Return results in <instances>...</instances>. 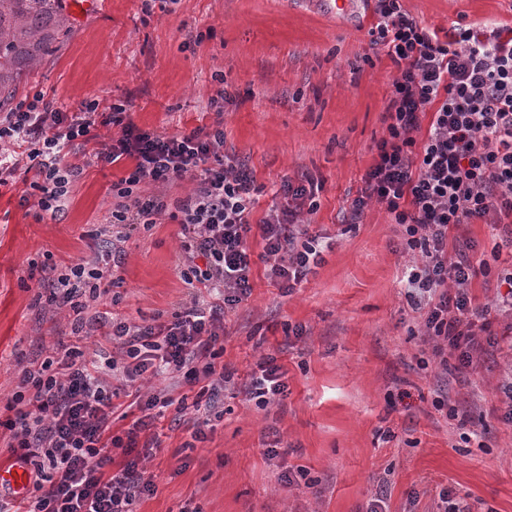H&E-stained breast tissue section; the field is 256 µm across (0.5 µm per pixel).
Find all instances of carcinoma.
<instances>
[{
    "instance_id": "1",
    "label": "carcinoma",
    "mask_w": 512,
    "mask_h": 512,
    "mask_svg": "<svg viewBox=\"0 0 512 512\" xmlns=\"http://www.w3.org/2000/svg\"><path fill=\"white\" fill-rule=\"evenodd\" d=\"M60 0H0V107L23 73L36 68L66 32Z\"/></svg>"
}]
</instances>
